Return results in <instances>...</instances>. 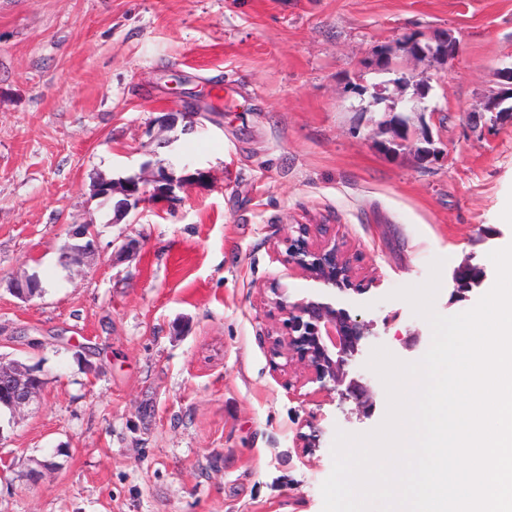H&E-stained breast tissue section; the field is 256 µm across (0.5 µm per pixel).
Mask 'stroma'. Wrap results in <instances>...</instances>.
Wrapping results in <instances>:
<instances>
[{"mask_svg":"<svg viewBox=\"0 0 512 512\" xmlns=\"http://www.w3.org/2000/svg\"><path fill=\"white\" fill-rule=\"evenodd\" d=\"M447 32L453 61L403 50ZM382 45L408 82L376 72ZM509 63L512 0H0V355L44 380L32 411L0 415V512H323L337 431L387 412L373 350L415 362L432 342L395 290L441 257L435 311L470 310L512 244V119L483 110ZM420 83L426 133L384 151L388 107ZM189 98L209 106L193 124ZM161 166L183 181L163 208L120 219L93 190ZM79 223L96 250L68 267ZM298 224L325 225L365 291L285 266ZM465 262L482 278L460 294ZM24 275L42 285L26 301ZM277 287L372 324L350 367L370 415L275 353ZM95 230L93 224H81L68 234L60 247L64 261L75 260L77 256L89 254L95 246Z\"/></svg>","mask_w":512,"mask_h":512,"instance_id":"35a3bbf8","label":"stroma"}]
</instances>
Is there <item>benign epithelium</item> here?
Here are the masks:
<instances>
[{"label": "benign epithelium", "mask_w": 512, "mask_h": 512, "mask_svg": "<svg viewBox=\"0 0 512 512\" xmlns=\"http://www.w3.org/2000/svg\"><path fill=\"white\" fill-rule=\"evenodd\" d=\"M408 53L413 57L436 56L452 61L459 48L450 35L436 36L423 40L415 36L404 38ZM377 72L396 75L395 81L406 80V73L397 67L389 48L377 49ZM501 77L506 87L489 99L485 111L493 114L492 120L502 115L512 117V65L501 69ZM428 91L420 86L416 96L409 100L401 112L392 113L386 124L395 136L392 144L408 135L413 119H422L428 111L425 98ZM177 181L169 172L161 171L154 180L153 188L140 186L139 181L124 182L121 191L123 201L120 213L131 210L151 201H169L175 197ZM95 230L92 224H81L68 234L60 247L61 257L71 261L94 250ZM285 250L281 261L290 268L298 269L308 277L340 291H361V283L356 281L349 259L329 240L316 242L312 238L311 225L299 224L295 234L284 241ZM12 291L22 299L32 297L31 290L41 288L35 277L16 279L11 283ZM275 305L280 314L286 317L288 336L275 339L274 346L285 347L288 359L301 364L307 372V379L320 383V389L335 391L347 384L340 392L343 399H352L358 409L370 407L368 388L356 378L347 379L348 367L359 348L372 335L368 324L347 311L337 309L332 304L318 299L289 302L283 291L274 289ZM43 379L37 370L17 361H4L0 356V410L7 409L14 416L31 409L38 401L43 389Z\"/></svg>", "instance_id": "benign-epithelium-1"}]
</instances>
